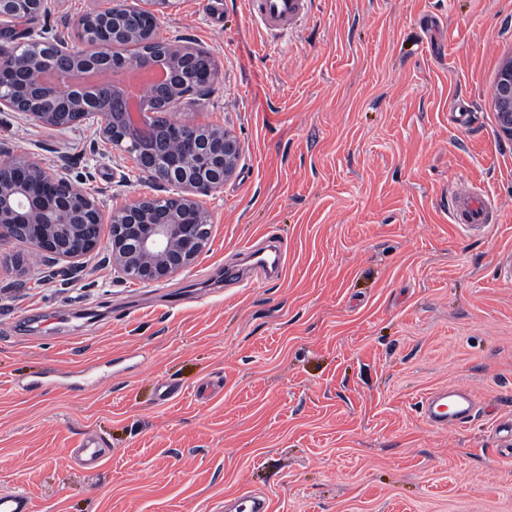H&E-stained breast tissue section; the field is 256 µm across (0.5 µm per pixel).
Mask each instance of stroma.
Listing matches in <instances>:
<instances>
[{
  "label": "stroma",
  "instance_id": "1",
  "mask_svg": "<svg viewBox=\"0 0 512 512\" xmlns=\"http://www.w3.org/2000/svg\"><path fill=\"white\" fill-rule=\"evenodd\" d=\"M222 2L176 0L155 31L217 68L173 119L241 146L198 199L204 250L164 282L112 269L113 212L156 192L126 146L92 121L0 112V147L105 218L74 273L0 242V491L29 493L34 512H216L244 489L271 512H512L498 432L512 419V140L492 97L512 0H312L277 41L244 0ZM112 3L50 0L8 41H73ZM460 182L496 201L487 232L452 224ZM270 238L281 274L225 285V266ZM51 370L77 388L45 384ZM209 381L220 390L197 399ZM449 385L478 412L432 428L418 401ZM90 440L108 455L85 470L67 451Z\"/></svg>",
  "mask_w": 512,
  "mask_h": 512
}]
</instances>
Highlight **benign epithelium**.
Here are the masks:
<instances>
[{"label":"benign epithelium","instance_id":"obj_1","mask_svg":"<svg viewBox=\"0 0 512 512\" xmlns=\"http://www.w3.org/2000/svg\"><path fill=\"white\" fill-rule=\"evenodd\" d=\"M46 0H0V20L15 22L32 17L45 7ZM142 10L151 22L136 27L128 9L118 3L78 19L75 41L56 44L43 42L32 52L20 54L15 46L0 45V112H19L39 122L65 128L91 116L102 117L103 135L112 130L124 132L121 141L130 145L135 162L143 172L161 170L162 181L177 188L169 197L170 211H157V198L138 197L128 202L112 219V263L126 276L144 284H155L173 277L191 265L207 244V219L197 197L209 195L224 184L241 156L240 144L222 129L202 141L197 127L180 125L168 135L142 136L126 118L127 102L110 82L83 86L76 73L98 67L122 72L131 66L147 68L155 59L130 60L113 53L117 44H149L155 41L158 9L170 0H147ZM169 67L192 64L209 53L202 47L168 43ZM216 76L210 69L207 82L194 81L182 86L161 83L155 86V99L141 98L136 108L149 115L155 106L167 111L185 97L209 87ZM494 106L501 133L512 139V58L497 75ZM184 146L175 150L173 142ZM103 214L99 202L90 196L71 192L70 184L48 174L33 158L10 152L0 153V241L21 239L30 243L49 262L67 263L77 268L82 256L101 244Z\"/></svg>","mask_w":512,"mask_h":512}]
</instances>
